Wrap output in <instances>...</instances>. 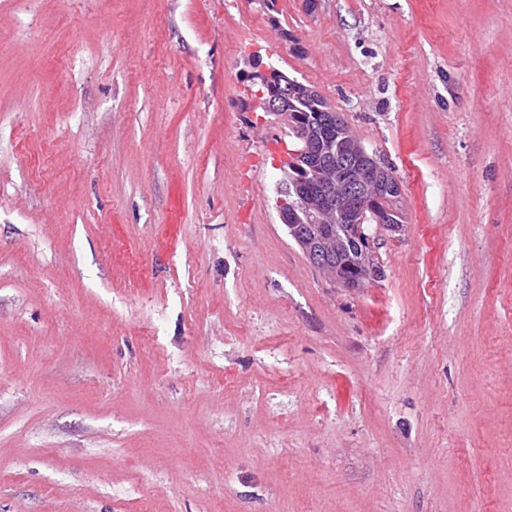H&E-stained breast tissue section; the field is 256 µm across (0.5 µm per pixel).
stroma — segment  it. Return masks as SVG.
<instances>
[{
	"label": "stroma",
	"instance_id": "35a3bbf8",
	"mask_svg": "<svg viewBox=\"0 0 512 512\" xmlns=\"http://www.w3.org/2000/svg\"><path fill=\"white\" fill-rule=\"evenodd\" d=\"M261 65L394 170L367 287ZM0 512H512V0H0ZM278 73L279 70L277 68L268 67L263 72L258 73L256 76V78L260 80L261 85H263L267 90L266 93L262 92L265 91V89L259 84L257 91H260V104L268 112H280L281 107H283L284 99H287L288 96H290L291 94L288 93V91H290V89H288V86L290 88L292 81L288 80L289 77L282 72L281 80H288V83H286L285 86L282 87V81H280V79L278 78ZM263 96H265V98L262 99ZM262 107L260 108L262 111H264ZM370 250L365 251L367 261L363 259V250L356 245L342 247L334 256L329 257V264L334 267L335 274L332 279L337 283H362L377 281L382 277L380 266L374 262Z\"/></svg>",
	"mask_w": 512,
	"mask_h": 512
}]
</instances>
